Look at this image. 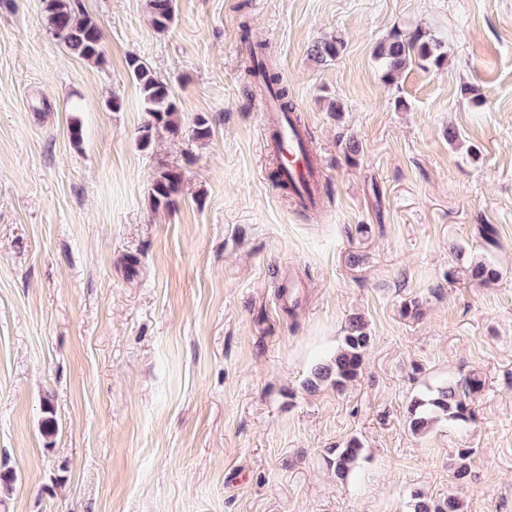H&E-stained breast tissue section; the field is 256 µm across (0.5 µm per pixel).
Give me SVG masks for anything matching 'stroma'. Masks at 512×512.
<instances>
[{
  "label": "stroma",
  "instance_id": "obj_1",
  "mask_svg": "<svg viewBox=\"0 0 512 512\" xmlns=\"http://www.w3.org/2000/svg\"><path fill=\"white\" fill-rule=\"evenodd\" d=\"M82 3L97 64L52 39L43 0H0V512H409L417 489L512 512V0H175L164 31L148 0ZM244 18L312 137L319 209L273 182ZM416 30L447 61L386 84L377 45ZM132 56L178 107L147 150ZM166 168L183 182L156 209ZM479 260L498 281L465 275ZM353 315L362 375L308 390ZM475 372L473 420L408 430L414 395ZM354 437L341 481L325 457ZM342 46L343 42L341 40H320L312 45L310 56L315 62L323 64L334 60L339 55ZM182 173L173 169L160 171L154 177L150 189V199L155 208L169 206L180 189Z\"/></svg>",
  "mask_w": 512,
  "mask_h": 512
}]
</instances>
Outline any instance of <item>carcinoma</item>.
<instances>
[{
    "label": "carcinoma",
    "instance_id": "obj_1",
    "mask_svg": "<svg viewBox=\"0 0 512 512\" xmlns=\"http://www.w3.org/2000/svg\"><path fill=\"white\" fill-rule=\"evenodd\" d=\"M44 2L47 25L53 39L78 58L93 63L100 62L101 32L92 18L85 13L82 0ZM148 5L153 25L159 30L167 29L174 19V0H148ZM239 30L245 74L252 80V90L272 100L283 121L302 136H309L296 107L288 99V88L281 83L275 71L269 44L253 40L250 26L245 21L240 22ZM342 46L343 42L337 39L320 40L312 45L310 56L315 62L323 64L335 59ZM443 46L442 41L421 32L390 35L379 45L376 53L383 78L391 82L397 74L414 63L443 65L448 58ZM128 69L130 78L140 89L144 110L149 116L146 124L139 130L138 137L139 147L147 150L155 128L177 127L174 92L166 81L156 75L149 63L140 58L131 57ZM273 180L283 193L298 202L304 210L316 208L322 200L321 187L302 190L281 167L273 173ZM181 182L182 173L179 171L166 169L159 172L150 189L153 206H169L174 195L178 193ZM471 276L490 282L498 278V272L488 263L478 261L471 268ZM370 339L362 320L357 317L352 319L336 353L327 364L315 370L310 386L325 383L338 390L347 387L362 371ZM484 385L482 376L473 374L462 381L449 379L428 386L424 393L412 400L408 408L410 430L421 434L430 424L441 419L464 423L472 420L474 397L482 391ZM361 454L362 444L356 438L342 448L331 449L329 465L334 468L336 477H348L355 470ZM471 455L472 451L462 448L454 454L450 463L454 480L461 484L466 483L471 475ZM412 498L415 500L413 512H464L463 503L453 496L432 499L416 490L412 493Z\"/></svg>",
    "mask_w": 512,
    "mask_h": 512
}]
</instances>
